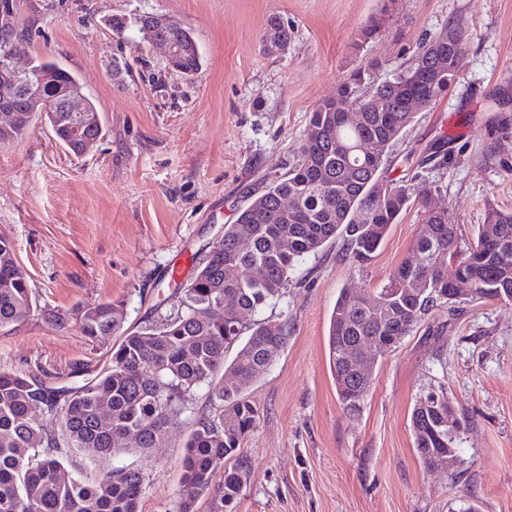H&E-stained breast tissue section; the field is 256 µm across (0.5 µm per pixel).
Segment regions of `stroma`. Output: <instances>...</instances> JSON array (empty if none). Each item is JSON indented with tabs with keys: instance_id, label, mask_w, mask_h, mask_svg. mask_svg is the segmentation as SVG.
Masks as SVG:
<instances>
[{
	"instance_id": "obj_1",
	"label": "stroma",
	"mask_w": 512,
	"mask_h": 512,
	"mask_svg": "<svg viewBox=\"0 0 512 512\" xmlns=\"http://www.w3.org/2000/svg\"><path fill=\"white\" fill-rule=\"evenodd\" d=\"M142 15L185 23L200 67L173 70L142 41ZM288 25L286 50L266 51L270 17ZM385 25L372 39L363 28ZM125 23L115 32L110 19ZM28 32L18 60L44 56L75 75L103 136L74 157L33 121L0 145V237L10 240L36 305L0 330V370L78 383L108 362L115 337L90 343L76 322L88 304L123 306L130 330L178 302L168 270L193 271L224 225L285 173L313 108L362 67L393 78L425 39L448 25L464 35L460 80L416 112L388 150L385 174L415 177L465 240L485 211L512 210V0H20ZM453 140V160L421 166ZM426 229L416 207L390 226L370 261L329 242L296 268L274 307L288 344L247 396L259 408L241 445L249 476L234 512H512V301L457 300L431 309L376 359L357 411L340 402L328 359L329 319L341 289L377 292ZM65 317V326L52 316ZM445 387L466 428L445 472L424 469L410 415ZM204 396L147 457L139 512H175L184 445Z\"/></svg>"
}]
</instances>
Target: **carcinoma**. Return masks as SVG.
I'll use <instances>...</instances> for the list:
<instances>
[{"mask_svg":"<svg viewBox=\"0 0 512 512\" xmlns=\"http://www.w3.org/2000/svg\"><path fill=\"white\" fill-rule=\"evenodd\" d=\"M451 41L437 37L413 56L439 58L436 77L422 80L416 63L362 94L365 72L355 70L339 85L336 96L312 110L288 170L249 204L236 223L224 225V238L210 247L203 262L181 285L177 310L145 322L120 337L107 365L76 387H55L36 374L0 371V512H138L146 473L138 459L161 448L172 421L206 389L216 406L212 416L195 423L186 444L177 512H195L198 498L209 495L211 512H233L247 464L236 456L241 440L254 427L259 411L248 399V387L274 364L288 343V324L262 317L288 287L297 265L317 255L336 238L346 255L366 262L382 244L390 225L410 203L418 205L431 231L419 239L368 303L342 290L328 328L330 368L336 392L353 412L369 391L373 374L339 379L347 359L369 336L385 354L413 330L430 308L450 302L455 282L468 281L477 299L512 297V211L490 206L477 241L461 248L460 225L446 210L432 208L408 179L382 175L386 148L414 119L406 111L414 97L429 105L457 82L463 35L447 28ZM164 39L186 42L180 67L191 74L199 65L191 35L172 26ZM290 32L278 18L268 20L263 42L274 53L288 45ZM46 95L76 76L47 57L33 59ZM362 121L345 120L349 109ZM33 117L20 112L0 127V145L25 135ZM45 122L73 155L80 153L70 137L83 122L79 112H49ZM291 206L283 211L280 201ZM454 264L448 275V264ZM224 303V319H203L200 312ZM33 308L29 277L18 263L12 243L0 238V328L24 321ZM258 317L245 326L241 316ZM79 328L91 343L121 329V306L112 302L82 307ZM235 350L231 361L226 354ZM56 416L59 427L46 431L38 413ZM458 424L448 440V416ZM417 454L429 470L437 457L458 447L462 420L448 392L431 389L416 403L410 419ZM138 434L125 447L124 434ZM128 464L100 470L115 455ZM221 485H213L217 470Z\"/></svg>","mask_w":512,"mask_h":512,"instance_id":"carcinoma-1","label":"carcinoma"}]
</instances>
